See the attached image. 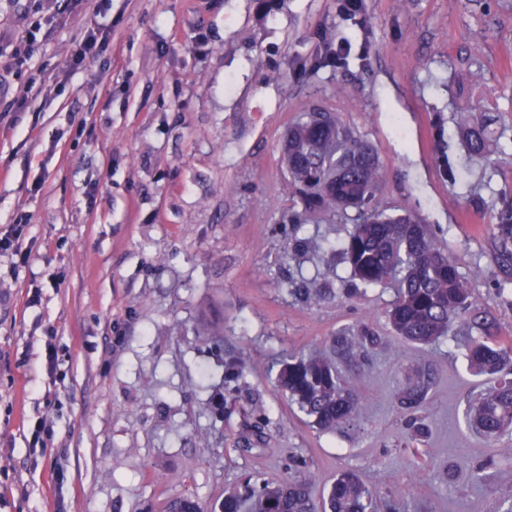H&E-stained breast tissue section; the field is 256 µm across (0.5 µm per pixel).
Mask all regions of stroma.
Wrapping results in <instances>:
<instances>
[{
    "label": "stroma",
    "mask_w": 512,
    "mask_h": 512,
    "mask_svg": "<svg viewBox=\"0 0 512 512\" xmlns=\"http://www.w3.org/2000/svg\"><path fill=\"white\" fill-rule=\"evenodd\" d=\"M361 18L337 0H107L55 18L39 0H0V60L28 31L38 40L18 76L0 79V114L29 93L15 127L0 123V228L27 217L32 241L28 264L0 257V512H54L59 492L67 512H166L180 495L215 512L225 488L288 477L298 458L322 481L350 468L370 487L398 486L428 512H494L512 488V467L478 487L463 466L503 448L464 423L483 378L451 344L393 337L392 285L342 293L348 272L330 245L357 212L295 226L282 158L305 112L335 113L378 155L381 209L432 225L495 333L512 337V257L489 228L512 200V0H362ZM81 27L110 43L72 70ZM329 35L354 57L314 68ZM473 108L500 136L481 161L457 130ZM287 230L321 251L287 253ZM324 272L335 298L310 307L289 295ZM360 322L382 344L360 375L359 420L318 433L268 366ZM50 335L65 360L48 400ZM228 350L254 364L217 419ZM427 365L432 467L417 477L391 393ZM44 415L55 434L36 456L27 426Z\"/></svg>",
    "instance_id": "1"
}]
</instances>
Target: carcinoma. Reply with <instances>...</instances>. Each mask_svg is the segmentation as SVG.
<instances>
[{
	"label": "carcinoma",
	"instance_id": "carcinoma-1",
	"mask_svg": "<svg viewBox=\"0 0 512 512\" xmlns=\"http://www.w3.org/2000/svg\"><path fill=\"white\" fill-rule=\"evenodd\" d=\"M469 154L485 159L497 137L489 119L479 112H461L457 121ZM288 176L298 190L302 212L295 221L324 211L355 206L358 223L337 244L350 274L363 288L397 285L385 311L395 335L414 345L443 340L461 347L467 370L492 377L489 385L470 398L465 419L469 428L486 440L512 435V342L491 333L470 334L472 323L482 317L481 308L467 278L459 271L429 224L411 211L388 214L375 203L382 170L373 149L342 126L329 112H310L289 131L284 148ZM503 248L512 247V205L501 210L491 225ZM303 301L318 306L335 294L332 288H291ZM380 337L374 328L341 329L329 337L332 355H288L277 363L275 387L295 405L310 426L322 433L354 427L362 396L359 380L347 378L342 368L363 367ZM252 362L229 354L224 359V380L236 383ZM431 375L412 371L394 391L395 406L404 421L408 443L422 444L429 424L421 416L431 388ZM512 466V448L499 458L469 461L471 479L487 482L498 469ZM316 478L266 480L247 477L240 486L224 491L219 512H399L400 496L381 495L344 469L328 487L321 502L314 498Z\"/></svg>",
	"mask_w": 512,
	"mask_h": 512
}]
</instances>
